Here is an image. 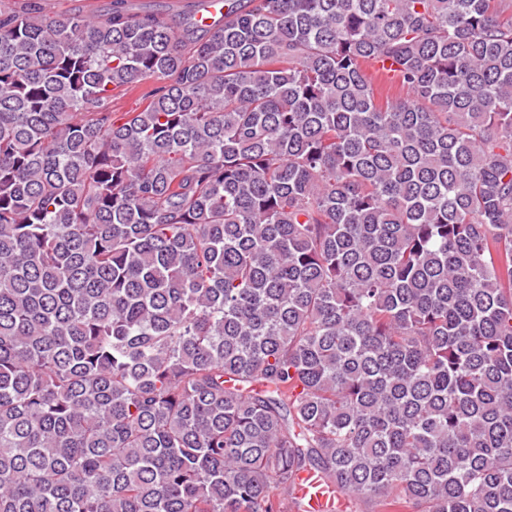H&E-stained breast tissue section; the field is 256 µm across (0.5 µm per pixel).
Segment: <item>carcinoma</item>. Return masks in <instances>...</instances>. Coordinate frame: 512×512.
<instances>
[{
	"label": "carcinoma",
	"mask_w": 512,
	"mask_h": 512,
	"mask_svg": "<svg viewBox=\"0 0 512 512\" xmlns=\"http://www.w3.org/2000/svg\"><path fill=\"white\" fill-rule=\"evenodd\" d=\"M208 2L0 4V512H512V0ZM145 91L146 86H142L116 93L112 98V110L115 112H129L134 110L142 103V95Z\"/></svg>",
	"instance_id": "obj_1"
}]
</instances>
